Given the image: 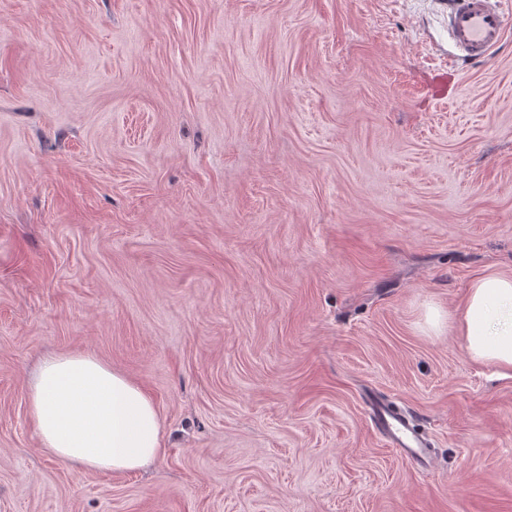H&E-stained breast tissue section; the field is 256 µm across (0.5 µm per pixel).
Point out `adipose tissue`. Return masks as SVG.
Instances as JSON below:
<instances>
[{"instance_id":"obj_1","label":"adipose tissue","mask_w":512,"mask_h":512,"mask_svg":"<svg viewBox=\"0 0 512 512\" xmlns=\"http://www.w3.org/2000/svg\"><path fill=\"white\" fill-rule=\"evenodd\" d=\"M457 331L473 361L512 374V274H485L470 283ZM27 393L40 444L61 462L124 473L164 451L153 400L93 354L46 356Z\"/></svg>"}]
</instances>
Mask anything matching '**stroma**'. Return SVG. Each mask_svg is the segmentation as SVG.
<instances>
[{"label":"stroma","instance_id":"35a3bbf8","mask_svg":"<svg viewBox=\"0 0 512 512\" xmlns=\"http://www.w3.org/2000/svg\"><path fill=\"white\" fill-rule=\"evenodd\" d=\"M452 51L439 0H0V512H512V377L425 323L512 274V32ZM48 352L164 453L42 448ZM27 393L40 444L61 462L124 473L164 452L153 400L93 354L46 356ZM366 406L374 430L396 448L401 457L419 467L429 464L428 442L407 414L378 396L369 397Z\"/></svg>","mask_w":512,"mask_h":512}]
</instances>
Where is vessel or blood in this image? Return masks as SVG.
I'll use <instances>...</instances> for the list:
<instances>
[{
  "mask_svg": "<svg viewBox=\"0 0 512 512\" xmlns=\"http://www.w3.org/2000/svg\"><path fill=\"white\" fill-rule=\"evenodd\" d=\"M445 7L448 34L468 62L488 60L512 28V5L505 7L496 0H446ZM366 406L374 430L401 457L420 467L429 464L428 442L407 414L376 396L369 397Z\"/></svg>",
  "mask_w": 512,
  "mask_h": 512,
  "instance_id": "b4317fda",
  "label": "vessel or blood"
}]
</instances>
